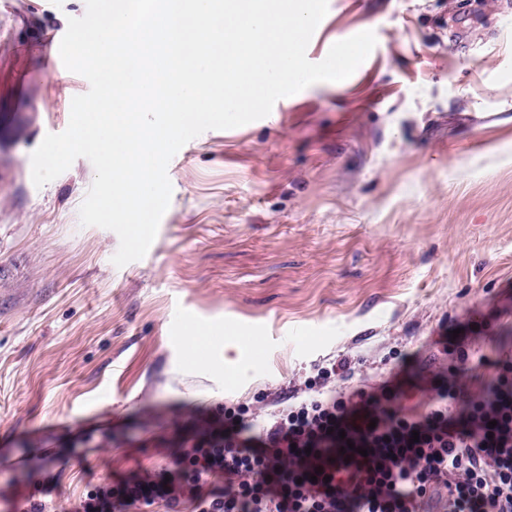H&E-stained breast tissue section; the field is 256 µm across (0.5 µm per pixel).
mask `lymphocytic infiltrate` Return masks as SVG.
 Wrapping results in <instances>:
<instances>
[{
	"label": "lymphocytic infiltrate",
	"instance_id": "1",
	"mask_svg": "<svg viewBox=\"0 0 512 512\" xmlns=\"http://www.w3.org/2000/svg\"><path fill=\"white\" fill-rule=\"evenodd\" d=\"M447 356L424 410L394 408L404 389L390 380L337 392L357 369L343 358L286 408L262 417L225 407L169 466L97 485L68 512H181L185 502L193 512H512V353L477 357L495 374L474 394L460 383L465 351ZM348 442L355 450L342 454Z\"/></svg>",
	"mask_w": 512,
	"mask_h": 512
}]
</instances>
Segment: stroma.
I'll return each instance as SVG.
<instances>
[{"instance_id": "stroma-1", "label": "stroma", "mask_w": 512, "mask_h": 512, "mask_svg": "<svg viewBox=\"0 0 512 512\" xmlns=\"http://www.w3.org/2000/svg\"><path fill=\"white\" fill-rule=\"evenodd\" d=\"M85 0H0V512L168 465L189 418L272 412L316 369L364 360L419 409L446 372L512 346V0H328L306 55L373 31L346 80L171 159L146 256L81 226L86 158L43 187L31 154L89 83L48 51ZM240 331L241 382L186 356L188 326Z\"/></svg>"}]
</instances>
